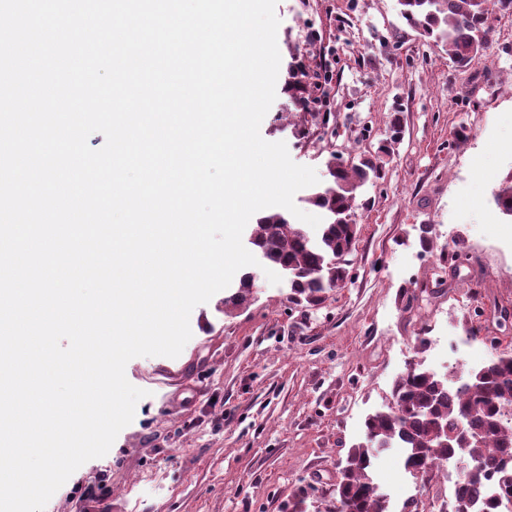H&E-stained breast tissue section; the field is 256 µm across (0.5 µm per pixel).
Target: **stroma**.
Instances as JSON below:
<instances>
[{
  "instance_id": "stroma-1",
  "label": "stroma",
  "mask_w": 512,
  "mask_h": 512,
  "mask_svg": "<svg viewBox=\"0 0 512 512\" xmlns=\"http://www.w3.org/2000/svg\"><path fill=\"white\" fill-rule=\"evenodd\" d=\"M275 12L281 59L302 62L316 101L295 104L279 73L262 138L323 183L330 157L382 160L352 211L351 277L305 307L257 267L250 304L225 311L219 292L196 306L178 357L128 362L147 392L133 421L45 512H288L303 487L306 512H324L337 462L408 361L469 370L512 344V319L494 315L512 309V219L493 200L512 178V14H489L486 48L459 71L397 0H278ZM479 326L486 336H471ZM400 455L374 461L389 512L412 500L440 512L447 473L414 479Z\"/></svg>"
}]
</instances>
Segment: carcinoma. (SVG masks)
Instances as JSON below:
<instances>
[{"mask_svg": "<svg viewBox=\"0 0 512 512\" xmlns=\"http://www.w3.org/2000/svg\"><path fill=\"white\" fill-rule=\"evenodd\" d=\"M400 16L420 34L445 48L448 61L468 67L487 46V15L512 11V0H398ZM302 67L290 69L288 91L305 101ZM328 182L302 201L322 210L326 222L314 231L292 224L281 211L256 221L247 243L267 265L278 268L288 283V301L322 304L348 277L358 225L343 219L356 193L382 178L378 162L363 158L349 167L327 162ZM499 211L512 217V185L495 194ZM254 281L245 273L224 298V308L252 300ZM471 381L457 383L411 361L392 384L387 408L369 414L365 440L348 449L337 465V481L326 512H388L386 495L374 482L371 458L380 448L404 449V470L431 476L449 460L465 464L455 483L456 512H502L512 496V430L503 428L512 412V355L496 356L468 371ZM448 435V442L440 436Z\"/></svg>", "mask_w": 512, "mask_h": 512, "instance_id": "cac0c4a2", "label": "carcinoma"}]
</instances>
